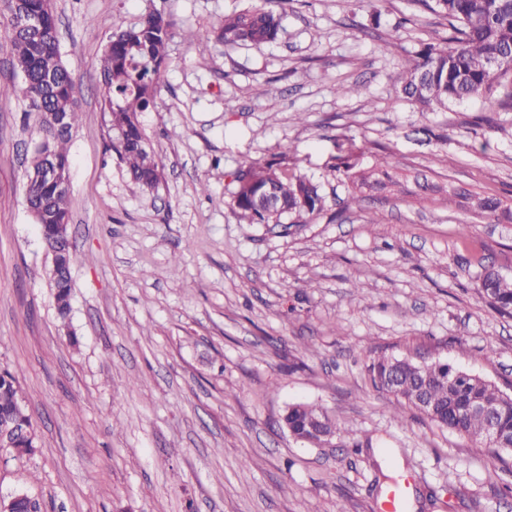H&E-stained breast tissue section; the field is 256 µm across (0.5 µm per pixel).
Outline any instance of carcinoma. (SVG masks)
Returning a JSON list of instances; mask_svg holds the SVG:
<instances>
[{"mask_svg":"<svg viewBox=\"0 0 512 512\" xmlns=\"http://www.w3.org/2000/svg\"><path fill=\"white\" fill-rule=\"evenodd\" d=\"M224 17L217 39L226 46L264 44L279 39L280 17L266 4ZM432 10L448 18L451 33L428 43L403 70L402 91L422 109L443 108L450 102L488 94L506 77L512 78V0H432ZM12 14L38 13L43 28L13 33L6 46L30 99V109L41 119L28 167L41 169L51 149L61 165L70 163L68 145L77 126V87L62 60L56 18L47 0H9ZM174 36V23L158 11H148L126 28L113 32L101 65L112 147L126 162L132 180L144 189L158 184L163 158L147 146L141 114L155 106L160 81ZM500 61L493 68L490 62ZM238 184L234 205L257 224H278L281 217L295 223L324 208L318 187L305 177L273 168L250 167ZM27 207L35 223L46 225L44 242L58 252L51 275L55 305L66 315L71 299L70 269L77 260L68 241L69 196L45 183L26 186ZM483 296L499 312L512 314V280L485 267L479 276ZM372 387L406 403L437 425L466 435L496 456L512 454V397L491 382L458 369L447 359L423 364L408 358L382 355L368 366ZM485 404L497 411L498 434L491 435L488 417L470 409ZM11 421L8 440L17 457L34 453L28 435L34 424L23 406L15 376L0 372V418ZM321 421L325 429L347 444L359 445L322 409L307 404L288 406V430L302 437L306 425Z\"/></svg>","mask_w":512,"mask_h":512,"instance_id":"carcinoma-1","label":"carcinoma"}]
</instances>
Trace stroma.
<instances>
[{"label":"stroma","instance_id":"stroma-1","mask_svg":"<svg viewBox=\"0 0 512 512\" xmlns=\"http://www.w3.org/2000/svg\"><path fill=\"white\" fill-rule=\"evenodd\" d=\"M252 2L54 0L80 115L63 323L25 201L38 127L0 0V370L38 439L29 458L0 448V497L43 512H382L399 475L405 512H512V457L393 408L367 376L384 353L446 358L512 395V316L477 282L484 265L512 277V81L426 112L401 95L403 66L449 26L421 0H287L277 42H219ZM151 9L209 47L173 39L141 116L165 162L144 191L111 147L101 59ZM269 161L317 184L325 209L290 229L244 217L234 174ZM360 173L373 187L356 189ZM472 195L503 205L488 218ZM296 403L370 447L294 440L279 421Z\"/></svg>","mask_w":512,"mask_h":512}]
</instances>
